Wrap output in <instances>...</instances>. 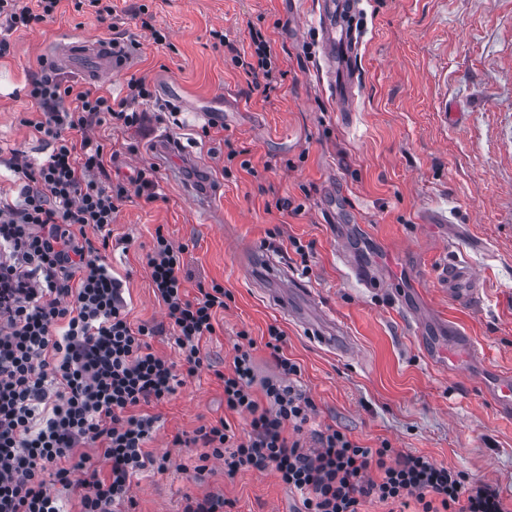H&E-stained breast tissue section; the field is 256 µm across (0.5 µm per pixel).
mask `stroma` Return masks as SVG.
<instances>
[{
	"mask_svg": "<svg viewBox=\"0 0 512 512\" xmlns=\"http://www.w3.org/2000/svg\"><path fill=\"white\" fill-rule=\"evenodd\" d=\"M98 20L62 0L53 19L14 32L0 58V161L42 160L49 146L30 123L40 114L25 86L41 71L42 47L58 33L136 42L132 65L96 82L124 95L145 79L153 98L142 104L139 130L95 127L112 146L113 179L130 180L157 160V133L179 137L191 170L211 189L223 220L206 223L193 201L157 172V201L130 195L112 225L128 251L109 260L124 282L132 324L164 321L145 254L156 230L184 255L188 294L200 281L226 292L213 336L202 350L229 367L239 332L257 343L259 375L275 367L264 343L269 326L287 336L286 355L315 403V426L333 425L368 448L382 442L423 454L496 486L512 501V419L485 396V376L512 371V0H357L351 17L359 41L356 101L341 111L326 74L313 0L300 31L290 29L286 0H112ZM147 5L155 44L135 16ZM227 43L217 45L212 30ZM270 41L283 71L270 96L254 88L233 50H249L251 32ZM171 105L173 113L163 112ZM239 157L228 158L229 149ZM289 199L291 211L276 203ZM308 246L300 257L294 242ZM275 261L310 288L353 346L343 356L286 320L256 286L251 250ZM469 261L482 298L461 308L444 294L436 269L449 257ZM367 268L377 286H360L352 267ZM469 336L481 367H443L433 357L449 331ZM158 429L152 453L170 454L166 472L135 479V512H178L184 494L221 493L231 512H301L302 503L273 470L227 478L220 464L203 472L198 448H176L178 433L242 416L224 409V389L210 371L187 379L167 402L149 405Z\"/></svg>",
	"mask_w": 512,
	"mask_h": 512,
	"instance_id": "stroma-1",
	"label": "stroma"
}]
</instances>
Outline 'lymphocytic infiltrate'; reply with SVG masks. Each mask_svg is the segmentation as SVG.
Wrapping results in <instances>:
<instances>
[{
  "label": "lymphocytic infiltrate",
  "instance_id": "obj_1",
  "mask_svg": "<svg viewBox=\"0 0 512 512\" xmlns=\"http://www.w3.org/2000/svg\"><path fill=\"white\" fill-rule=\"evenodd\" d=\"M59 2L0 0V58L13 32L51 19ZM26 96L42 114L33 129L52 151L39 163L12 158L19 195L0 197V512H66L73 498L80 512H133L134 478L170 464L169 454L146 449L157 418L143 408L205 367L248 429L236 435L221 419L172 444L201 446V462H219L227 477L274 470L300 493L304 512H359L370 497L420 512H507L496 487L424 455L386 443L366 448L332 425L313 430L305 446L316 406L294 382L301 369L283 351L284 331L268 328L275 374L258 377L251 339L235 344L229 369H213L200 343L215 332L224 288L201 283L188 296L186 247L160 231L146 266L166 320L131 325L107 260L111 225L129 194L152 201L157 185L143 170L129 186L103 182L104 147L91 133L106 117L140 127L139 106L152 93L142 79L129 81L121 98L77 92L46 69ZM166 331L179 361L152 348L151 338Z\"/></svg>",
  "mask_w": 512,
  "mask_h": 512
}]
</instances>
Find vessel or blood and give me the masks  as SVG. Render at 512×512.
Here are the masks:
<instances>
[{
  "label": "vessel or blood",
  "mask_w": 512,
  "mask_h": 512,
  "mask_svg": "<svg viewBox=\"0 0 512 512\" xmlns=\"http://www.w3.org/2000/svg\"><path fill=\"white\" fill-rule=\"evenodd\" d=\"M353 8V0H322L318 12L321 46L324 54L335 63L332 90L337 101L342 104H350L355 100L357 46L353 35L340 32L337 20L341 14L351 12ZM45 60L50 67L78 74L89 81L119 73L132 63L131 56L119 42L100 38L91 43L68 33L60 34ZM155 152L158 157L166 160L168 176L175 180L181 179L182 170L188 161L181 141L166 133L159 135L155 141ZM250 263L272 281L273 286L267 289V296L292 320L300 322L323 345L350 352L351 343L345 331L318 310L310 289L303 282L289 274L287 268L273 265L262 252H253ZM438 279L453 302L470 306L480 302V280L469 266L443 262ZM484 387L486 396L498 411L512 415V374L496 373L486 379Z\"/></svg>",
  "instance_id": "b4317fda"
}]
</instances>
